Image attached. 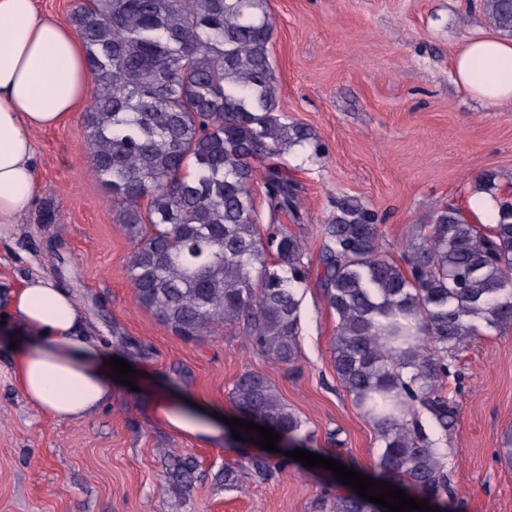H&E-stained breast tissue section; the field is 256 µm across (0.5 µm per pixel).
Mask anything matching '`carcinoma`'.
Returning a JSON list of instances; mask_svg holds the SVG:
<instances>
[{"label":"carcinoma","instance_id":"cac0c4a2","mask_svg":"<svg viewBox=\"0 0 512 512\" xmlns=\"http://www.w3.org/2000/svg\"><path fill=\"white\" fill-rule=\"evenodd\" d=\"M492 27L512 37V0H482ZM267 0H81L71 25L95 76L84 117L92 173L112 195L134 250L137 302L186 340L237 323L253 347L284 366L300 352L307 259L296 185L266 160L320 140L279 111L268 45ZM263 166L266 224L254 203ZM377 213L336 198L321 226L320 284L336 314V378L364 408L383 447L379 482L402 485L448 512L443 438L458 421L444 386L460 348L478 332L512 328V199L493 224L454 204L407 244V269L381 254ZM230 400L292 445L304 422L265 374L245 372ZM421 408L439 437L406 416ZM284 462L254 457L224 465V484L265 480ZM329 512H380L336 495Z\"/></svg>","mask_w":512,"mask_h":512}]
</instances>
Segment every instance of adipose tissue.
<instances>
[{
	"label": "adipose tissue",
	"mask_w": 512,
	"mask_h": 512,
	"mask_svg": "<svg viewBox=\"0 0 512 512\" xmlns=\"http://www.w3.org/2000/svg\"><path fill=\"white\" fill-rule=\"evenodd\" d=\"M454 70L458 83L484 101L512 103V41L473 39ZM89 98L74 31L40 16L34 0H0V237L19 224L37 192L34 132L58 125ZM6 317L19 340L1 373L32 407L78 420L111 404V353L89 336L71 293L47 275H32L11 294ZM153 411L159 424L204 444L224 433L207 406L178 410L159 396Z\"/></svg>",
	"instance_id": "1"
}]
</instances>
